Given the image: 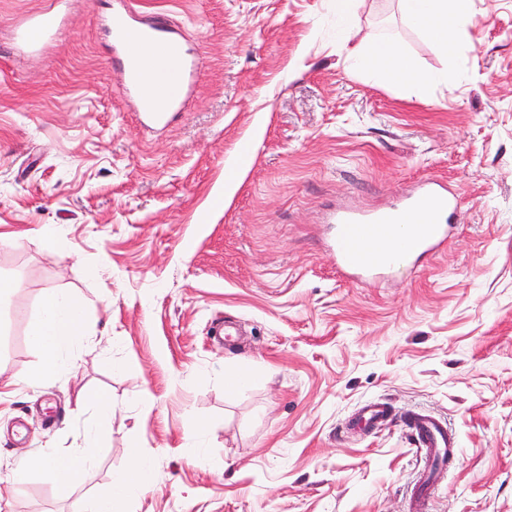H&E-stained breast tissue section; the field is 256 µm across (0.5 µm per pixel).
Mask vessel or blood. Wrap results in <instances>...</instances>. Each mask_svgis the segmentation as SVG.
Wrapping results in <instances>:
<instances>
[{"label":"vessel or blood","instance_id":"obj_1","mask_svg":"<svg viewBox=\"0 0 512 512\" xmlns=\"http://www.w3.org/2000/svg\"><path fill=\"white\" fill-rule=\"evenodd\" d=\"M109 33L112 62L117 66L125 89L134 101L141 120L156 125L167 124L182 111L194 92L199 75L197 53L186 46L176 25L158 18L146 23L131 14L116 20L104 16ZM56 34L55 23L47 15L37 14L17 30L24 45L33 39L48 40ZM155 50L153 80L164 91L162 101L144 92L140 58L141 44ZM459 219L458 194L434 178L420 180L415 188L390 206L362 210L340 208L331 213L334 235L330 247L337 270L358 285L404 279L430 257L435 256L454 231ZM395 412L383 399L361 404L353 426L379 429L393 421ZM407 427L419 455L418 479L406 501V512H430L431 500L438 489L434 465L443 458H456L460 442L441 416L412 410L404 414Z\"/></svg>","mask_w":512,"mask_h":512}]
</instances>
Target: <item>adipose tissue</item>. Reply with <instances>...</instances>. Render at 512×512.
<instances>
[{
  "mask_svg": "<svg viewBox=\"0 0 512 512\" xmlns=\"http://www.w3.org/2000/svg\"><path fill=\"white\" fill-rule=\"evenodd\" d=\"M464 8V0H400L405 19L421 34L438 41L444 51H453L452 36ZM356 67L380 74L400 86L423 91L432 83V76L417 68L400 45L381 39L361 45L351 53ZM87 313L84 304L72 293L51 288L42 295L38 318L31 336L42 352V370H54L62 356L83 342ZM95 421L84 432L83 441L75 448L60 453L44 448L24 456V471H38L61 490H68L81 472L96 462V442L102 427L112 422V404L94 394L86 401ZM127 466L114 474L111 482L91 496L77 501L76 512H116L121 501L138 493L145 486L147 471L140 449L126 451Z\"/></svg>",
  "mask_w": 512,
  "mask_h": 512,
  "instance_id": "1",
  "label": "adipose tissue"
}]
</instances>
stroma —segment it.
<instances>
[{
  "instance_id": "stroma-1",
  "label": "stroma",
  "mask_w": 512,
  "mask_h": 512,
  "mask_svg": "<svg viewBox=\"0 0 512 512\" xmlns=\"http://www.w3.org/2000/svg\"><path fill=\"white\" fill-rule=\"evenodd\" d=\"M170 18L202 61L166 130L141 126L100 25L113 0H0V476L80 443L112 403L98 462L60 494L28 474L11 512H71L141 449L150 481L120 512H405L418 456L400 422L348 426L383 398L442 414L460 455L432 512H512V0H466L457 49L397 0H126ZM60 16L36 48L16 37ZM394 38L436 84L351 68ZM246 173L232 195L224 180ZM458 186L460 222L399 283L358 286L323 239L340 207ZM53 235L64 248L48 247ZM87 302V339L42 375L43 292ZM244 335L224 347L217 319ZM250 380L233 387L228 378ZM34 17L28 19L17 30V38L24 45L29 47H37L40 43L45 42L54 37L56 34V22H49V16L45 14H34ZM31 33L33 38L38 40H31Z\"/></svg>"
}]
</instances>
